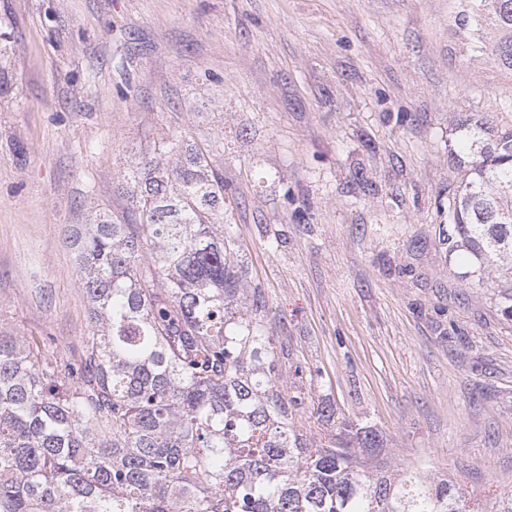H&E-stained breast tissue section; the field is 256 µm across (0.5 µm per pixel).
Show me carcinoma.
<instances>
[{
  "label": "carcinoma",
  "mask_w": 512,
  "mask_h": 512,
  "mask_svg": "<svg viewBox=\"0 0 512 512\" xmlns=\"http://www.w3.org/2000/svg\"><path fill=\"white\" fill-rule=\"evenodd\" d=\"M460 28L500 38L512 0H462ZM470 160L448 199V251L512 255V126L463 117ZM124 220L64 239L95 333L81 360L0 336V512H477L448 476L390 472L371 426L313 445L292 421L245 284L210 155L162 139L127 174Z\"/></svg>",
  "instance_id": "cac0c4a2"
}]
</instances>
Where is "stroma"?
<instances>
[{
	"instance_id": "1",
	"label": "stroma",
	"mask_w": 512,
	"mask_h": 512,
	"mask_svg": "<svg viewBox=\"0 0 512 512\" xmlns=\"http://www.w3.org/2000/svg\"><path fill=\"white\" fill-rule=\"evenodd\" d=\"M460 0H0V336L79 360L94 327L63 244L163 139L230 187L295 422L370 425L392 468L512 488V317L501 263L449 253L462 115L512 126L496 39ZM332 406L331 421L317 406Z\"/></svg>"
}]
</instances>
